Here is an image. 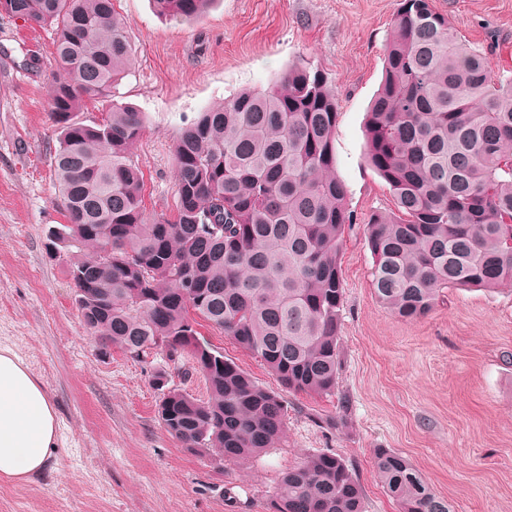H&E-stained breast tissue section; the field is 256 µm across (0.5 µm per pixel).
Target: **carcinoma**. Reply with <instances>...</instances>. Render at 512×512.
Segmentation results:
<instances>
[{
  "label": "carcinoma",
  "mask_w": 512,
  "mask_h": 512,
  "mask_svg": "<svg viewBox=\"0 0 512 512\" xmlns=\"http://www.w3.org/2000/svg\"><path fill=\"white\" fill-rule=\"evenodd\" d=\"M192 19L212 0H153ZM0 11L55 28L50 92L55 172L66 223L49 232L63 255L87 333L139 358L201 349L207 398L160 394L158 417L200 458L247 461L287 430L281 395L258 385L198 331L207 322L261 359L279 385L332 397L344 308L340 252L354 223L336 173V94L317 69L295 65L265 89L199 113L175 141L172 220L150 217L131 150L145 123L114 105L98 121L75 113L112 101L130 62L113 0H0ZM366 157L395 210L372 214L366 239L378 301L406 322L459 288L512 287V85L459 40L432 0H402L366 123ZM399 512H451L408 458L372 449ZM268 512H364L345 460L312 454L281 474Z\"/></svg>",
  "instance_id": "cac0c4a2"
}]
</instances>
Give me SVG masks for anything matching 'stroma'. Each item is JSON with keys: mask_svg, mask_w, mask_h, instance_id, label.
I'll use <instances>...</instances> for the list:
<instances>
[{"mask_svg": "<svg viewBox=\"0 0 512 512\" xmlns=\"http://www.w3.org/2000/svg\"><path fill=\"white\" fill-rule=\"evenodd\" d=\"M401 0H215L183 21L152 0H115L131 62L114 100L146 129L132 150L150 216L173 218L174 143L198 112L290 66L320 70L336 91V171L357 219L341 253L345 303L335 397L284 393L287 438L242 464L188 453L163 427L153 372L103 356L85 333L48 232L65 223L49 118L58 70L51 27L0 14V346L28 366L53 404L56 449L29 479L0 478V512H267L280 472L330 450L353 469L367 512H398L371 453L407 457L452 512H512V290H451L424 319L404 322L377 301L364 221L393 209L366 160L367 112L383 77ZM459 39L512 81V0H433ZM202 335L259 385L260 359L210 327Z\"/></svg>", "mask_w": 512, "mask_h": 512, "instance_id": "stroma-1", "label": "stroma"}]
</instances>
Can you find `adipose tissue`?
Instances as JSON below:
<instances>
[{
    "label": "adipose tissue",
    "instance_id": "ef3b65f1",
    "mask_svg": "<svg viewBox=\"0 0 512 512\" xmlns=\"http://www.w3.org/2000/svg\"><path fill=\"white\" fill-rule=\"evenodd\" d=\"M56 411L20 358L0 352V477L22 480L46 467L55 449Z\"/></svg>",
    "mask_w": 512,
    "mask_h": 512
}]
</instances>
